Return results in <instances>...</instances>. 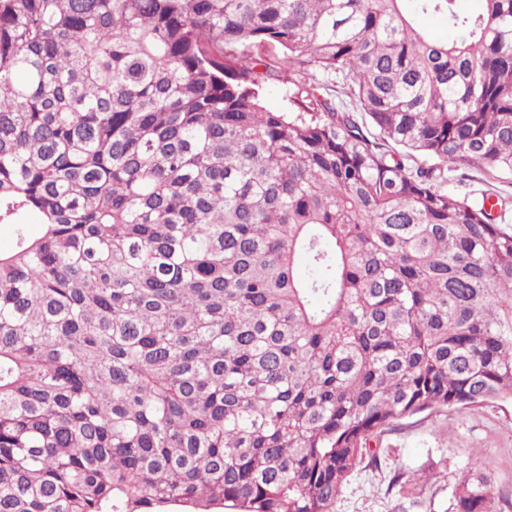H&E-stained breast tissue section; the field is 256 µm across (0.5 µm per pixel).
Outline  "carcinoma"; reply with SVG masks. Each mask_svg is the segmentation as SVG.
<instances>
[{"instance_id":"carcinoma-1","label":"carcinoma","mask_w":512,"mask_h":512,"mask_svg":"<svg viewBox=\"0 0 512 512\" xmlns=\"http://www.w3.org/2000/svg\"><path fill=\"white\" fill-rule=\"evenodd\" d=\"M474 163L512 174V0H0V224L42 227L0 252V512H336L385 427L512 402ZM452 497L499 512L490 465ZM456 178L448 183V189L460 199L472 202L481 194L493 193L512 200V175H501L484 171L478 166L467 167L455 172Z\"/></svg>"}]
</instances>
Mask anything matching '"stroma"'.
Masks as SVG:
<instances>
[{"mask_svg":"<svg viewBox=\"0 0 512 512\" xmlns=\"http://www.w3.org/2000/svg\"><path fill=\"white\" fill-rule=\"evenodd\" d=\"M448 188L469 201L485 192L512 199V175L467 167ZM370 447L377 462L348 476L336 512H446L454 487L477 458L489 463L498 496L512 502V402L429 411L385 428ZM397 471L424 482L415 489L391 486Z\"/></svg>","mask_w":512,"mask_h":512,"instance_id":"1","label":"stroma"}]
</instances>
